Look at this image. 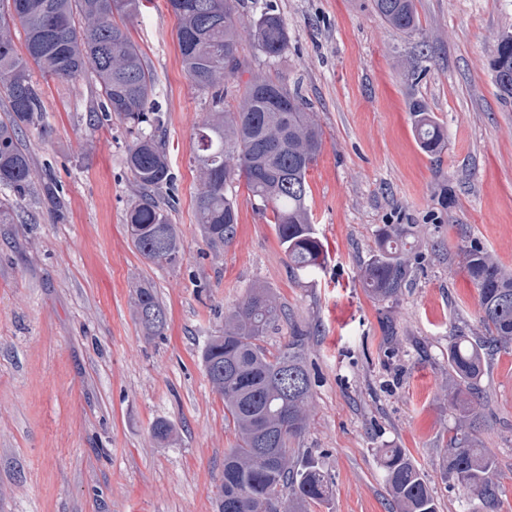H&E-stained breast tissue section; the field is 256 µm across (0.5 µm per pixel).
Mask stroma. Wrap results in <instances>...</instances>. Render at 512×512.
I'll return each instance as SVG.
<instances>
[{
  "instance_id": "obj_1",
  "label": "stroma",
  "mask_w": 512,
  "mask_h": 512,
  "mask_svg": "<svg viewBox=\"0 0 512 512\" xmlns=\"http://www.w3.org/2000/svg\"><path fill=\"white\" fill-rule=\"evenodd\" d=\"M419 24L390 28L372 0H245L288 26L283 57L253 41L250 73L287 81L324 132L309 173L315 228L328 249L314 275H295L267 214L234 188L237 234L213 251L194 198V133L211 108L181 66L177 19L150 0L128 27L156 81L173 182L176 266L147 262L125 232L137 189L119 122L91 125V76L60 82L34 72L45 129H26L37 176L0 224V512H220L224 453L237 436L201 365L224 312L253 284L270 288L311 333L307 448L333 480L310 512H396L378 450L405 449L439 512H468L439 462L453 420L445 398L448 340L477 326L478 290L462 246L512 268V100L500 99L491 58L512 31V0H415ZM440 123L436 155L414 137L413 104ZM386 224L407 230L411 288L380 302L359 281ZM153 289L168 315L143 335L134 290ZM486 448L497 462L499 506L512 512V348L482 381ZM168 421L172 438L152 436Z\"/></svg>"
}]
</instances>
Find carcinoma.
Segmentation results:
<instances>
[{
    "label": "carcinoma",
    "instance_id": "obj_1",
    "mask_svg": "<svg viewBox=\"0 0 512 512\" xmlns=\"http://www.w3.org/2000/svg\"><path fill=\"white\" fill-rule=\"evenodd\" d=\"M241 2L169 0L183 68L198 90L210 94L215 108L195 134L200 233L217 252L233 242L238 208L230 188L241 182L262 210L271 212L292 272L314 275L323 268L326 251L312 222L308 175L322 152L323 131L297 90L263 75L251 76L237 109L224 111V80L241 77L244 40L256 42L271 61L288 50L283 18L266 10L246 25ZM374 5L392 29L406 34L417 29L414 0H374ZM143 8L144 0H0V99L10 112L0 122V185L20 200L35 177L21 133L42 125L44 106L28 61L58 81L90 73L104 117L137 130L126 154L138 189L126 214L128 237L145 260L174 267L183 246L161 195L172 177L153 100L155 76L127 25ZM15 27L23 32L24 58L16 50ZM492 70L499 96L511 100V33L498 37ZM414 115L419 146L438 153L444 144L441 126L418 103ZM461 251L478 289L479 327L460 330L448 344L447 400L455 422L441 470L450 487L477 497L472 512H495L497 465L480 439L486 427L481 382L494 353L512 344V270L475 244ZM412 273L400 225H384L378 249L361 267L362 287L381 302L395 301L411 284ZM135 306L145 336L162 334L167 312L153 289L138 287ZM287 322L278 297L254 285L224 313V332L210 337L202 350L212 389L224 399V417L237 435L236 446L224 452L223 512H309L332 496L329 475L305 449L294 447L310 424L312 382L304 361L310 333L292 325L288 342L277 352L261 346ZM379 459L399 512H438L426 476L404 449L382 448Z\"/></svg>",
    "mask_w": 512,
    "mask_h": 512
}]
</instances>
